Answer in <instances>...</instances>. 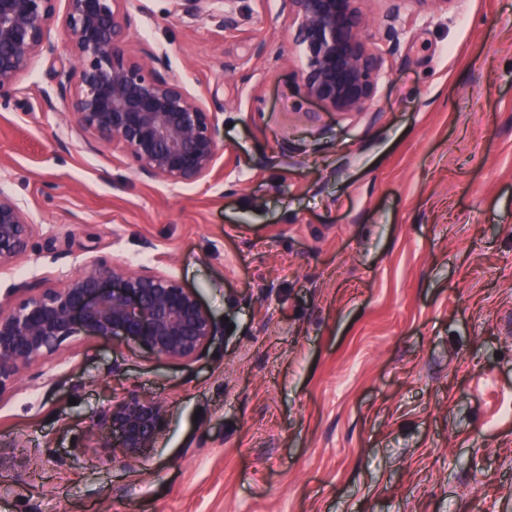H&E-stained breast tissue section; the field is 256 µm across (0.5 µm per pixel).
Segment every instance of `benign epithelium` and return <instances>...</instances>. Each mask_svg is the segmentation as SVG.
Segmentation results:
<instances>
[{
    "mask_svg": "<svg viewBox=\"0 0 512 512\" xmlns=\"http://www.w3.org/2000/svg\"><path fill=\"white\" fill-rule=\"evenodd\" d=\"M64 2L58 13V2ZM126 0H0V96L42 52L52 53L51 24L68 36L75 65L62 69L58 91L68 102L72 130L90 149L118 145L136 173L173 187L194 184L220 158L218 113L168 73L151 47L130 54ZM184 16H218L226 29L239 24L237 0H170ZM360 0H282L293 41L302 48L306 97L336 112H358L372 99L382 56L367 33ZM33 215L0 190V264L29 250ZM26 296L0 305V395L21 370L63 343L86 337L135 340L160 357L201 356L219 328L198 295L156 268L130 270L93 263L58 285L43 281ZM165 424L158 402L132 397L113 406L92 430L119 440L135 461L154 446Z\"/></svg>",
    "mask_w": 512,
    "mask_h": 512,
    "instance_id": "benign-epithelium-1",
    "label": "benign epithelium"
}]
</instances>
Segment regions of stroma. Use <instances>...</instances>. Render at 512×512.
<instances>
[{"instance_id": "stroma-1", "label": "stroma", "mask_w": 512, "mask_h": 512, "mask_svg": "<svg viewBox=\"0 0 512 512\" xmlns=\"http://www.w3.org/2000/svg\"><path fill=\"white\" fill-rule=\"evenodd\" d=\"M239 6L227 31L127 4L129 53L159 47L219 106L195 184L75 137L61 27L0 97V190L34 217L0 304L147 265L222 331L190 361L78 337L25 368L0 395V512H512V0H407L396 46L391 0H363L383 75L351 113L303 94L280 0ZM132 396L166 411L135 463L90 430Z\"/></svg>"}]
</instances>
